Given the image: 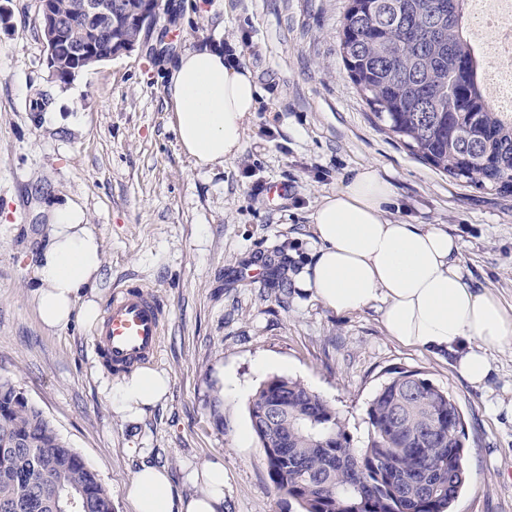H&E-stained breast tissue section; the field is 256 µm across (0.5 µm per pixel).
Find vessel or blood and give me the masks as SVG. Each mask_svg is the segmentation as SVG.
Here are the masks:
<instances>
[{
    "instance_id": "vessel-or-blood-1",
    "label": "vessel or blood",
    "mask_w": 512,
    "mask_h": 512,
    "mask_svg": "<svg viewBox=\"0 0 512 512\" xmlns=\"http://www.w3.org/2000/svg\"><path fill=\"white\" fill-rule=\"evenodd\" d=\"M163 326L156 294L144 284L124 286L92 332L94 353L113 374H121L158 356Z\"/></svg>"
}]
</instances>
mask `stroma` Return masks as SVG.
<instances>
[{"label":"stroma","mask_w":512,"mask_h":512,"mask_svg":"<svg viewBox=\"0 0 512 512\" xmlns=\"http://www.w3.org/2000/svg\"><path fill=\"white\" fill-rule=\"evenodd\" d=\"M348 0H162L177 24L149 27L128 54L68 85L47 66L38 0H9L0 27V377L13 380L133 512L126 487L141 463L167 466L173 492L224 462L225 512H296L270 482L248 405L273 376L305 383L345 419L354 441L366 407L401 368L448 391L465 422L468 481L454 512H512V346L494 351L480 388L449 359L403 345L374 311L339 314L294 285L314 248L311 215L360 167L394 185L387 210L409 224H445L473 284L512 306V194L458 182L381 130L337 50ZM222 43L260 89L238 157L213 169L181 149L164 64ZM50 98L33 112L35 92ZM280 182L269 199L255 183ZM78 205L101 242L97 301L142 283L165 308L153 368L166 401L141 421L113 414L118 385L79 320L45 329L34 303L36 255L52 210Z\"/></svg>","instance_id":"obj_1"}]
</instances>
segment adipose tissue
<instances>
[{
    "mask_svg": "<svg viewBox=\"0 0 512 512\" xmlns=\"http://www.w3.org/2000/svg\"><path fill=\"white\" fill-rule=\"evenodd\" d=\"M166 97L183 151L197 166L214 167L241 151L259 90L251 72L228 65L220 48L188 50L168 63ZM393 185L371 164L324 196L311 216L317 247L295 275L297 287L337 313L374 311L389 336L437 356L472 386L490 374L491 351L512 344V307L472 285L461 243L445 225L389 219ZM104 264L98 236L78 206L54 210L36 258L35 302L42 325L54 330L98 319L94 299ZM171 385L151 367L124 377L109 404L123 420H141ZM197 495L173 498L166 468L141 465L127 489L135 512H224V465L191 475Z\"/></svg>",
    "mask_w": 512,
    "mask_h": 512,
    "instance_id": "1",
    "label": "adipose tissue"
}]
</instances>
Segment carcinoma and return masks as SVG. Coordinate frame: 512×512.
<instances>
[{"label": "carcinoma", "mask_w": 512, "mask_h": 512, "mask_svg": "<svg viewBox=\"0 0 512 512\" xmlns=\"http://www.w3.org/2000/svg\"><path fill=\"white\" fill-rule=\"evenodd\" d=\"M112 11L98 48L117 55L136 20L161 19V0H96ZM468 0H349L338 49L374 122L431 167L483 190L512 193V113L490 106L485 61L467 33ZM56 82L75 65L46 43ZM284 410L269 424L274 400ZM268 476L299 512H453L467 478L463 415L419 370L402 369L366 407L357 448L345 419L304 383L274 376L249 402ZM79 491L89 512H113L112 493L22 388L0 378V512H57Z\"/></svg>", "instance_id": "obj_1"}]
</instances>
